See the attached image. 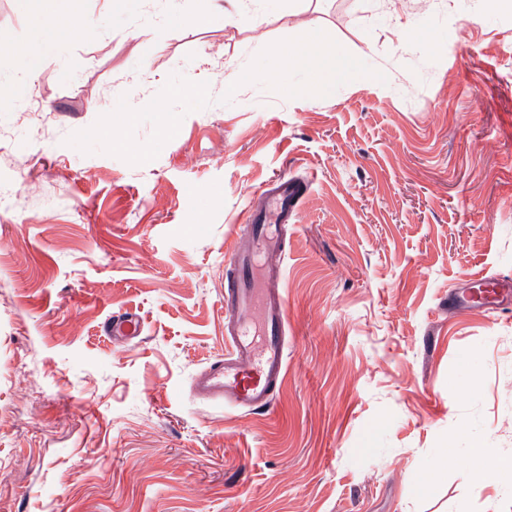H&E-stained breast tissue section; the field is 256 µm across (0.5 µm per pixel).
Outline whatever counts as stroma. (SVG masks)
<instances>
[{"mask_svg": "<svg viewBox=\"0 0 512 512\" xmlns=\"http://www.w3.org/2000/svg\"><path fill=\"white\" fill-rule=\"evenodd\" d=\"M259 9L0 0V126L53 118L0 142V512H512V475L461 474L476 444L512 458V305L448 307L512 274V12ZM310 33L356 69L266 79ZM286 173L285 379L235 411L189 382L225 351L240 214ZM141 321L132 313L111 317L105 326L106 334L112 339H130L140 334Z\"/></svg>", "mask_w": 512, "mask_h": 512, "instance_id": "35a3bbf8", "label": "stroma"}]
</instances>
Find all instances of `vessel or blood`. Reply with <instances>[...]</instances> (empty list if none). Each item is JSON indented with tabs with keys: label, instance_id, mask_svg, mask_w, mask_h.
<instances>
[{
	"label": "vessel or blood",
	"instance_id": "vessel-or-blood-1",
	"mask_svg": "<svg viewBox=\"0 0 512 512\" xmlns=\"http://www.w3.org/2000/svg\"><path fill=\"white\" fill-rule=\"evenodd\" d=\"M305 191L300 180L284 175L261 189V205H248L240 216L246 243L229 251L230 274L224 285L225 353L191 381L201 400L238 411L269 407L286 370L288 319L280 279L263 258L287 253L285 227L292 223ZM139 317H111L105 326L112 339L137 337Z\"/></svg>",
	"mask_w": 512,
	"mask_h": 512
}]
</instances>
